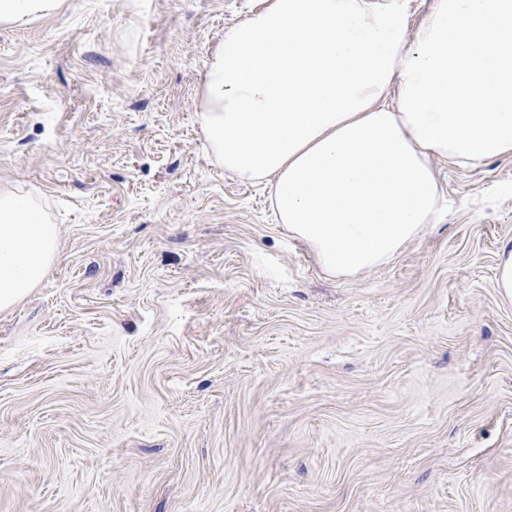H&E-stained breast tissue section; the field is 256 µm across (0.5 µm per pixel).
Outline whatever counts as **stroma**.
I'll list each match as a JSON object with an SVG mask.
<instances>
[{"label": "stroma", "instance_id": "1", "mask_svg": "<svg viewBox=\"0 0 512 512\" xmlns=\"http://www.w3.org/2000/svg\"><path fill=\"white\" fill-rule=\"evenodd\" d=\"M244 4L0 24V187L60 234L0 312V512H512V157L433 160L436 222L328 275L195 122ZM495 286L502 294L512 296V240L505 242L500 250Z\"/></svg>", "mask_w": 512, "mask_h": 512}]
</instances>
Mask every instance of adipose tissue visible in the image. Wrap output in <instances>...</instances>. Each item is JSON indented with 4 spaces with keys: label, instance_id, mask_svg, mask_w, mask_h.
I'll return each mask as SVG.
<instances>
[{
    "label": "adipose tissue",
    "instance_id": "obj_1",
    "mask_svg": "<svg viewBox=\"0 0 512 512\" xmlns=\"http://www.w3.org/2000/svg\"><path fill=\"white\" fill-rule=\"evenodd\" d=\"M251 0L208 61V150L325 271L392 260L440 212L432 159L512 156V0ZM56 225L0 187V312L45 278Z\"/></svg>",
    "mask_w": 512,
    "mask_h": 512
}]
</instances>
